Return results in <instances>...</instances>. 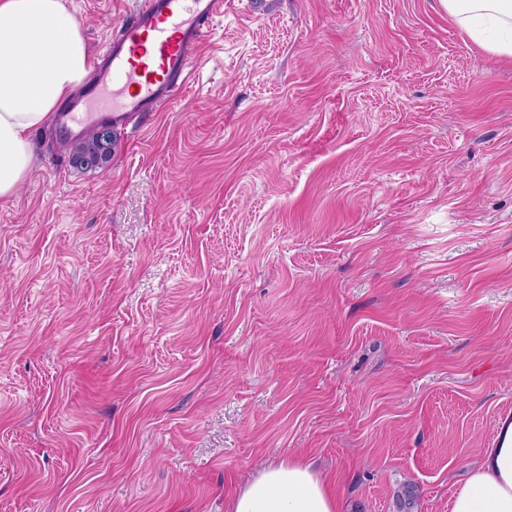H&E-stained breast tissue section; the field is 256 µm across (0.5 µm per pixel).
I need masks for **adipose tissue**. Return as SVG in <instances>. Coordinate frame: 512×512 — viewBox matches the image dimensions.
<instances>
[{"mask_svg": "<svg viewBox=\"0 0 512 512\" xmlns=\"http://www.w3.org/2000/svg\"><path fill=\"white\" fill-rule=\"evenodd\" d=\"M471 40L512 58V0H439ZM81 27L63 0H0V199L28 176L32 135L93 69ZM226 512H343L335 483L291 459L261 470ZM451 512H512V415L452 496Z\"/></svg>", "mask_w": 512, "mask_h": 512, "instance_id": "ef3b65f1", "label": "adipose tissue"}]
</instances>
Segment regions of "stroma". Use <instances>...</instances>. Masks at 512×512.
<instances>
[{"instance_id": "1", "label": "stroma", "mask_w": 512, "mask_h": 512, "mask_svg": "<svg viewBox=\"0 0 512 512\" xmlns=\"http://www.w3.org/2000/svg\"><path fill=\"white\" fill-rule=\"evenodd\" d=\"M106 170L0 201V512H224L270 464L449 512L512 413V60L439 0H223ZM98 51L138 0H65Z\"/></svg>"}]
</instances>
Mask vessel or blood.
Segmentation results:
<instances>
[{
    "label": "vessel or blood",
    "instance_id": "b4317fda",
    "mask_svg": "<svg viewBox=\"0 0 512 512\" xmlns=\"http://www.w3.org/2000/svg\"><path fill=\"white\" fill-rule=\"evenodd\" d=\"M221 6L222 0H141L106 40L81 94L52 115L56 138L102 124L135 127L179 97L196 74Z\"/></svg>",
    "mask_w": 512,
    "mask_h": 512
}]
</instances>
